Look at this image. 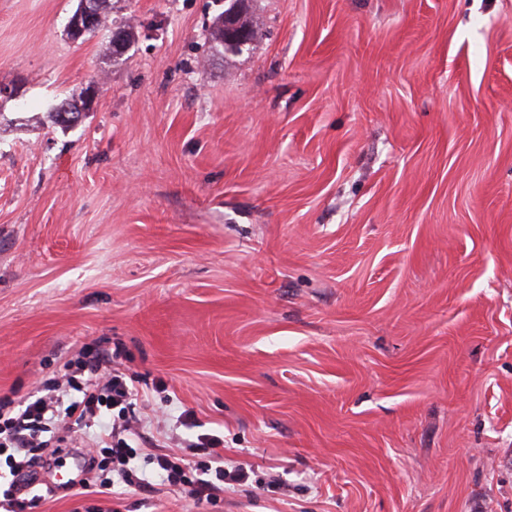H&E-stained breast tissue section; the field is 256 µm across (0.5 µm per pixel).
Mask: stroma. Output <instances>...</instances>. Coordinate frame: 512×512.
I'll return each mask as SVG.
<instances>
[{
  "label": "stroma",
  "instance_id": "obj_1",
  "mask_svg": "<svg viewBox=\"0 0 512 512\" xmlns=\"http://www.w3.org/2000/svg\"><path fill=\"white\" fill-rule=\"evenodd\" d=\"M78 3L0 0V396L116 347L159 453L247 469L195 512H512V0H253L230 58L222 0ZM107 4L110 2V7L106 13L112 9V1L105 0ZM103 18L100 16V2L99 0H80L76 12L70 19L69 31L76 39L81 38L86 33L94 32L102 23ZM99 19V20H98ZM98 20L97 25L94 27ZM94 27V28H93ZM93 28V29H91ZM91 29V30H89ZM89 30V31H87ZM87 31V32H86ZM86 32V33H85ZM69 33V35H70ZM89 33V34H90ZM238 2V3H236ZM248 0H224V13L218 15L219 17L213 23V26L207 31L205 35V45L209 44L211 52L215 54L226 55H239L240 51L234 50L228 43V33L225 28V17L236 6L234 12V25L239 31L247 34L249 43L253 41L256 28H258V18L250 10ZM243 32L231 31L232 44L243 48L247 43V36Z\"/></svg>",
  "mask_w": 512,
  "mask_h": 512
}]
</instances>
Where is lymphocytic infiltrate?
Returning a JSON list of instances; mask_svg holds the SVG:
<instances>
[{
  "label": "lymphocytic infiltrate",
  "instance_id": "f902f5d3",
  "mask_svg": "<svg viewBox=\"0 0 512 512\" xmlns=\"http://www.w3.org/2000/svg\"><path fill=\"white\" fill-rule=\"evenodd\" d=\"M113 358L109 349L82 354L65 364L63 379L40 384L35 395L0 399V453L9 468L0 479V512H34L41 471L68 448L79 450L85 471L98 475V484L83 483V490L102 494L117 487L148 490L152 471L167 483L188 487L198 506L216 503L225 482L246 481L240 469L225 475L224 440L213 434L198 435L178 456H139L136 446L143 435L137 422L123 415L103 418V406H125L133 395L125 373L113 368Z\"/></svg>",
  "mask_w": 512,
  "mask_h": 512
}]
</instances>
